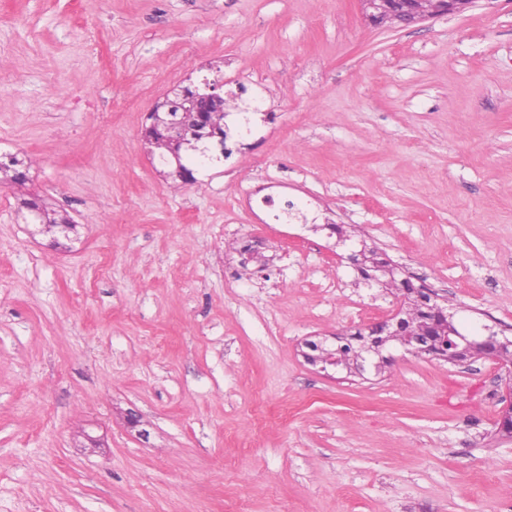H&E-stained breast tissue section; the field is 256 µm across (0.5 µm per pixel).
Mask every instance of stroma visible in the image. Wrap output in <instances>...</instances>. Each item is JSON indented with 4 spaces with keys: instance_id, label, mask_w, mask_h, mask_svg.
Here are the masks:
<instances>
[{
    "instance_id": "1",
    "label": "stroma",
    "mask_w": 512,
    "mask_h": 512,
    "mask_svg": "<svg viewBox=\"0 0 512 512\" xmlns=\"http://www.w3.org/2000/svg\"><path fill=\"white\" fill-rule=\"evenodd\" d=\"M213 81L250 104L241 146L159 173L149 113ZM5 153L29 171L0 186V512L512 504L504 362L301 354L400 305L328 223L512 339V0L406 28L357 0H0ZM289 201L310 225L275 223ZM24 218L39 226L41 233L49 235L56 244L60 245L59 236L69 238V233L75 230L76 224L64 218L53 210H49L39 197L24 199L21 203ZM304 346L308 351L303 352V357L311 365H321L322 370H327V367L334 369L335 371L343 370L342 363L344 362L340 357H329L322 358L315 354V351H322L323 344L321 342H315L307 340L304 342Z\"/></svg>"
}]
</instances>
